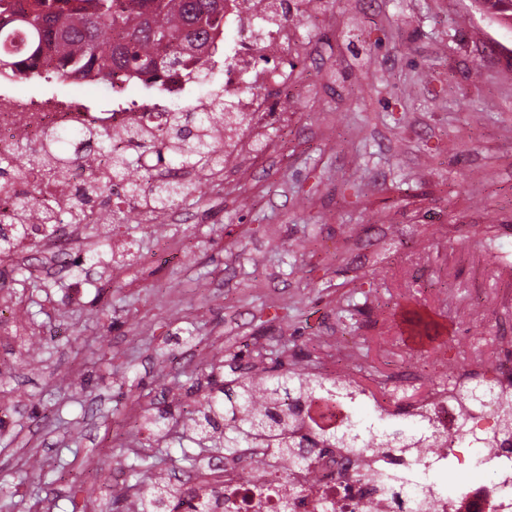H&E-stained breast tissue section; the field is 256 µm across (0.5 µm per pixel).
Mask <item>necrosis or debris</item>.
<instances>
[{"label":"necrosis or debris","mask_w":512,"mask_h":512,"mask_svg":"<svg viewBox=\"0 0 512 512\" xmlns=\"http://www.w3.org/2000/svg\"><path fill=\"white\" fill-rule=\"evenodd\" d=\"M311 2L224 0V43L202 65L224 99V121L216 133L224 145V172L272 150L265 132L276 108L268 92H287L288 61L307 51L296 37L295 24ZM204 100L196 82L179 72L166 78L159 96L129 98L118 86L111 97L91 107L58 93L20 95L6 84L0 86V155L24 145L38 147L53 130L106 132L112 136L111 154H89L88 164L96 178L107 181L114 156L128 153L139 136L161 133L172 109L192 110ZM83 182L78 171L61 170L50 162L29 166L23 180L0 184V219L14 216L24 192L37 189L57 213L51 233L40 240L44 254L57 258L65 249L83 251L82 226L69 217L73 197L68 192L69 186ZM488 382L512 392V336L495 337L492 345L459 354L448 364L447 379L412 404L430 414L450 440L448 447L429 449L404 464L406 485L429 493L424 512H512V453H484L472 441L462 448L457 445L459 407L454 394ZM476 454L490 478L453 491L435 481L439 472L467 471ZM257 459L264 463L260 479L244 480V465ZM282 464L280 449L243 448L232 456L211 458L193 490L210 502L232 501L231 512H399L398 498L389 497L380 479L392 467L390 453L366 456L333 448L316 452L307 465L290 471Z\"/></svg>","instance_id":"4bbe7bcc"}]
</instances>
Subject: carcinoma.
Listing matches in <instances>:
<instances>
[{
    "instance_id": "1",
    "label": "carcinoma",
    "mask_w": 512,
    "mask_h": 512,
    "mask_svg": "<svg viewBox=\"0 0 512 512\" xmlns=\"http://www.w3.org/2000/svg\"><path fill=\"white\" fill-rule=\"evenodd\" d=\"M223 24L224 0H0V76L66 80L93 72L114 87L125 77L155 81L174 67L193 73L196 56L214 46ZM222 115L224 102L219 99L211 112L179 114L168 133L142 148L156 151L159 160L173 169L217 168L224 149L211 140L209 126ZM78 139L80 135L69 130L47 134L42 159L66 168L70 163L68 145ZM112 178L110 184L75 190L76 214L72 219L79 217L93 197L122 194L133 199L148 195L153 206L163 208L190 190L178 183L152 184L130 156L113 159ZM26 204L31 217L52 221L49 205L37 196L27 197ZM223 394L222 401L212 397L205 400L191 424L201 439L214 440L226 454L262 443L287 449L285 464L292 467L301 460L295 449L305 443L312 448L340 445L365 452L379 448L405 452L416 445H445L422 416L415 417L417 427L412 430L398 424H367L355 415L342 431L288 438L291 414L306 398L324 394L344 400L355 398L356 392L340 378L287 369L270 376L235 378L224 384ZM461 395L475 403L497 400L504 416L512 417L508 396L490 387L464 388ZM163 497L172 512L193 509L184 501V493L163 484L150 488L139 499L138 512H165L160 508Z\"/></svg>"
}]
</instances>
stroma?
<instances>
[{
	"mask_svg": "<svg viewBox=\"0 0 512 512\" xmlns=\"http://www.w3.org/2000/svg\"><path fill=\"white\" fill-rule=\"evenodd\" d=\"M317 3L296 26L312 55L288 122L268 131L279 149L190 191L170 223L122 225L131 257L99 236L80 271L30 276L34 250L8 273L0 298L34 337L0 333V512H28L22 469L40 476V512H136L128 487L187 476L201 453L176 413L209 375L332 358L361 381L410 365L415 399L512 316V31L470 0ZM418 316L432 329L409 348ZM164 406L157 435L142 421Z\"/></svg>",
	"mask_w": 512,
	"mask_h": 512,
	"instance_id": "stroma-1",
	"label": "stroma"
}]
</instances>
